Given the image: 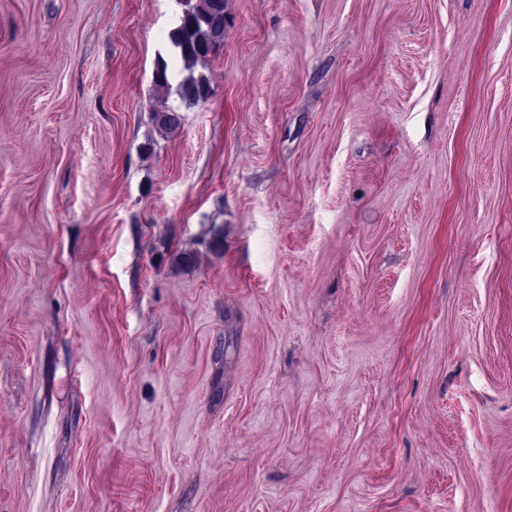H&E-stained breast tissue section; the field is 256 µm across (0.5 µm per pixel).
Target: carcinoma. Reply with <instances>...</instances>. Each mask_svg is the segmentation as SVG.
I'll use <instances>...</instances> for the list:
<instances>
[{
    "mask_svg": "<svg viewBox=\"0 0 512 512\" xmlns=\"http://www.w3.org/2000/svg\"><path fill=\"white\" fill-rule=\"evenodd\" d=\"M185 9L179 24L169 34V39L183 67L180 79L169 71L167 63L159 65L155 72L156 84L168 89L176 88L182 102L194 105L205 102L210 96V84L203 74H195L198 64L207 61L224 44V0H183ZM161 128L172 132L181 126L177 109L165 107L155 112Z\"/></svg>",
    "mask_w": 512,
    "mask_h": 512,
    "instance_id": "carcinoma-1",
    "label": "carcinoma"
}]
</instances>
